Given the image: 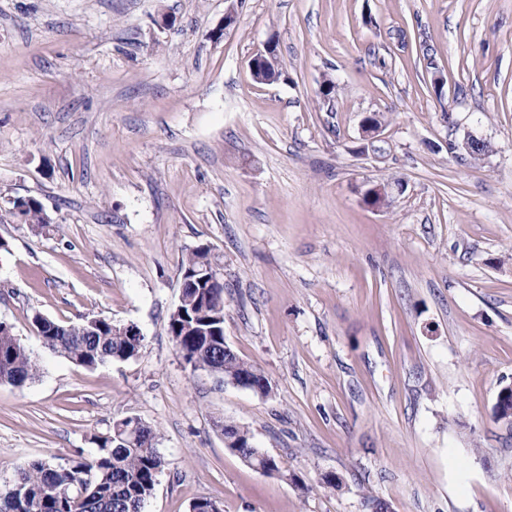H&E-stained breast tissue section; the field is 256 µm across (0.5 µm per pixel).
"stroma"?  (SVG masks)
I'll list each match as a JSON object with an SVG mask.
<instances>
[{
	"label": "stroma",
	"mask_w": 512,
	"mask_h": 512,
	"mask_svg": "<svg viewBox=\"0 0 512 512\" xmlns=\"http://www.w3.org/2000/svg\"><path fill=\"white\" fill-rule=\"evenodd\" d=\"M226 6L0 0V321L40 366L0 383V485L134 416L166 461L143 512H512L493 415L512 383V0H237L229 28ZM270 41L267 85L251 60ZM27 196L48 230L9 215ZM200 246L224 339L270 395L172 341ZM38 315L131 323L144 347L86 369L41 345ZM227 420L299 484L225 448ZM254 58H260L263 63H258L254 72V79L261 84H272L278 82L282 76L281 70L276 68H266V65L276 66V56L271 42H269L264 51H260ZM265 63V64H264Z\"/></svg>",
	"instance_id": "stroma-1"
}]
</instances>
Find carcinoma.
<instances>
[{
  "mask_svg": "<svg viewBox=\"0 0 512 512\" xmlns=\"http://www.w3.org/2000/svg\"><path fill=\"white\" fill-rule=\"evenodd\" d=\"M281 76L279 68H267L263 63L257 64L254 72V79L261 84L275 83ZM18 201L25 207L24 223L36 228L51 223L38 199L20 197ZM204 263H210L209 249L198 247L182 261L180 271ZM187 294L190 302L182 311L171 312L168 319L170 336L185 363L194 371H207L223 381L244 373L260 387L262 395H269L271 384L259 368L224 353V323H210L215 331L206 334L198 328L209 310L224 308V286L190 288ZM34 323L42 346L85 368L129 360L143 348V340L119 335L120 325L108 318L61 323L37 316ZM38 374L39 366L30 350L14 334L0 330V382L21 388ZM129 421L140 424L142 433L116 438L115 431L126 424L121 420L112 431L93 438L97 452L90 458L79 454L65 464L39 460L21 465L17 478L0 486V512H143L165 460L156 448V430L138 417ZM224 432L240 441L231 452L256 470L264 474L271 466L280 467L274 457L251 447L252 436L245 427L226 421Z\"/></svg>",
  "mask_w": 512,
  "mask_h": 512,
  "instance_id": "cac0c4a2",
  "label": "carcinoma"
}]
</instances>
